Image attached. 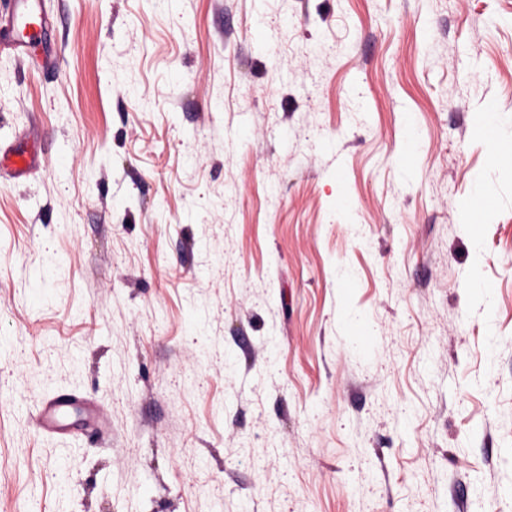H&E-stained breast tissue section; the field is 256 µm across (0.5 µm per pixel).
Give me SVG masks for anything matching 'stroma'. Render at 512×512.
Here are the masks:
<instances>
[{
    "label": "stroma",
    "mask_w": 512,
    "mask_h": 512,
    "mask_svg": "<svg viewBox=\"0 0 512 512\" xmlns=\"http://www.w3.org/2000/svg\"><path fill=\"white\" fill-rule=\"evenodd\" d=\"M43 2L0 512H512V0ZM472 128L474 133L488 146L496 145L500 142V129L498 123L481 113L472 119ZM66 401L51 397L44 401L40 412V423L45 431H56L63 426L62 409Z\"/></svg>",
    "instance_id": "1"
}]
</instances>
